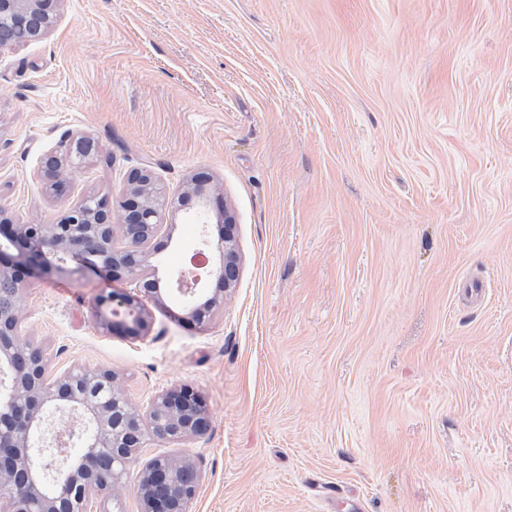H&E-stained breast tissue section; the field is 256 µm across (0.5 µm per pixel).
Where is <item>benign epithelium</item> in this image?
I'll return each mask as SVG.
<instances>
[{
	"label": "benign epithelium",
	"instance_id": "obj_1",
	"mask_svg": "<svg viewBox=\"0 0 512 512\" xmlns=\"http://www.w3.org/2000/svg\"><path fill=\"white\" fill-rule=\"evenodd\" d=\"M58 2L0 0V46L13 44L18 31L29 41L44 37L56 24ZM97 153L92 136L67 133L44 159L46 190L62 194L69 173ZM213 194L206 174L192 176L181 194L171 196L152 171L136 169L119 200L87 194L52 224H19L0 206V288L11 291L10 304L0 305V501L9 504L7 512H85L87 501L112 488L148 441H179L207 430L208 412L186 388L159 393L144 414L122 396L108 369L52 372L43 349L25 337L21 311L31 281L67 266L83 273L122 270L141 296H157L160 278L146 246L158 236L165 214L180 210L190 197L197 201L196 215L211 219ZM217 222L219 238L205 235L201 242L212 267L205 286L185 288L181 277H170L185 318L199 327L213 320L241 273L229 206L218 208ZM118 236L125 241L120 248ZM94 307L103 334L147 335L140 301L112 295L97 298ZM198 482L187 457L146 460L138 484L143 512H188Z\"/></svg>",
	"mask_w": 512,
	"mask_h": 512
}]
</instances>
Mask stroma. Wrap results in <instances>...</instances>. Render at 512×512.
I'll list each match as a JSON object with an SVG mask.
<instances>
[{
    "label": "stroma",
    "mask_w": 512,
    "mask_h": 512,
    "mask_svg": "<svg viewBox=\"0 0 512 512\" xmlns=\"http://www.w3.org/2000/svg\"><path fill=\"white\" fill-rule=\"evenodd\" d=\"M76 129L99 154L50 195ZM144 166L233 210L223 309L200 328L166 293L146 338L106 336L96 298L133 283L67 271L24 330L141 410L202 397L204 435L139 453L194 462L189 512H512V0H61L0 49V206L50 224ZM173 220L164 276L203 232Z\"/></svg>",
    "instance_id": "obj_1"
}]
</instances>
